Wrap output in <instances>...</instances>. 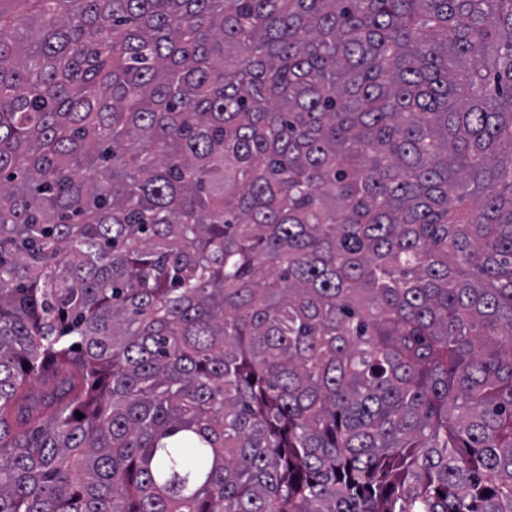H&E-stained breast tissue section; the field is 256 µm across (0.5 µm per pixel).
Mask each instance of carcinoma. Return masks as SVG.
<instances>
[{"label": "carcinoma", "mask_w": 512, "mask_h": 512, "mask_svg": "<svg viewBox=\"0 0 512 512\" xmlns=\"http://www.w3.org/2000/svg\"><path fill=\"white\" fill-rule=\"evenodd\" d=\"M0 512H512V0H0Z\"/></svg>", "instance_id": "1"}]
</instances>
